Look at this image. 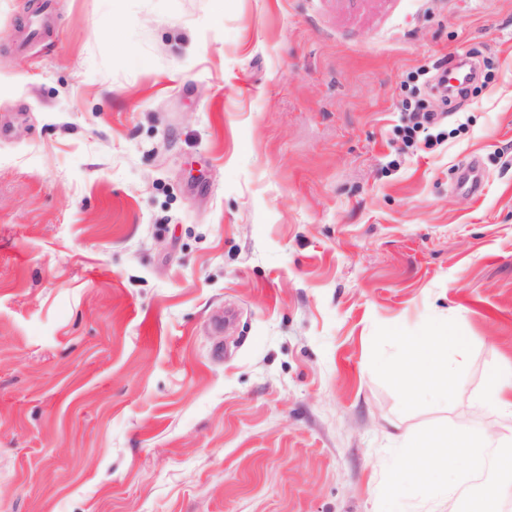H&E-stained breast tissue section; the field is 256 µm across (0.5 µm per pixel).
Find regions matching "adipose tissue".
<instances>
[{
  "label": "adipose tissue",
  "mask_w": 512,
  "mask_h": 512,
  "mask_svg": "<svg viewBox=\"0 0 512 512\" xmlns=\"http://www.w3.org/2000/svg\"><path fill=\"white\" fill-rule=\"evenodd\" d=\"M448 336L433 332L428 336L401 339L404 357L395 374L408 395L424 391L442 393L448 389ZM407 461L387 480L388 492L418 481L428 467L458 474L468 487L458 501V512H493L497 482L512 476V449L500 446L498 438H478L463 425L440 431L406 436Z\"/></svg>",
  "instance_id": "obj_1"
}]
</instances>
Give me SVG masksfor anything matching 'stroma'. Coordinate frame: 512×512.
<instances>
[{
    "instance_id": "obj_1",
    "label": "stroma",
    "mask_w": 512,
    "mask_h": 512,
    "mask_svg": "<svg viewBox=\"0 0 512 512\" xmlns=\"http://www.w3.org/2000/svg\"><path fill=\"white\" fill-rule=\"evenodd\" d=\"M0 126V512H436L404 434L512 426V0H0ZM452 340L439 331L428 336H403V360L395 374L409 396L424 391L442 393L448 389V345ZM480 403L512 414V368H503L490 375Z\"/></svg>"
}]
</instances>
